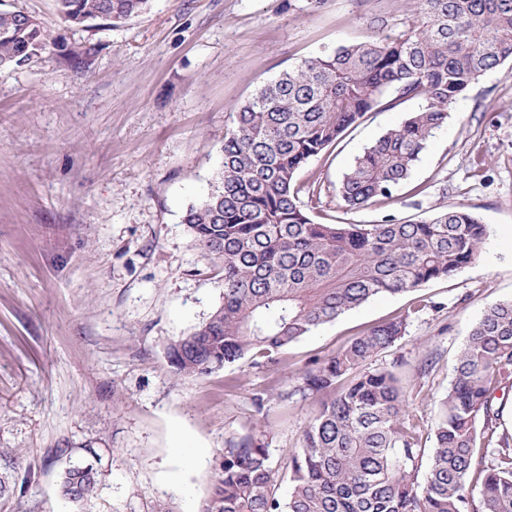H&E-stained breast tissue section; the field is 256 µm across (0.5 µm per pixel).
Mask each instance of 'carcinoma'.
<instances>
[{"label": "carcinoma", "instance_id": "carcinoma-1", "mask_svg": "<svg viewBox=\"0 0 512 512\" xmlns=\"http://www.w3.org/2000/svg\"><path fill=\"white\" fill-rule=\"evenodd\" d=\"M72 23H121L151 0H56ZM404 29L375 30L308 58L261 85L226 132L218 179L183 217L194 245L222 273V303L171 344L177 376L200 377L252 354L270 356L381 295L415 291L473 263L486 225L461 207L421 220L322 224L303 209L295 176L391 90L424 105L343 174L348 210L390 199L448 106L512 59V0H403ZM47 46L41 22L0 10V73ZM428 303L371 327L299 377L320 396L291 456L288 498L272 488L269 451L246 434L229 442L207 512H512V434L499 431L495 392L512 382V301L472 328L441 402L434 446L409 419L391 369H368ZM102 472L69 466L63 497H98Z\"/></svg>", "mask_w": 512, "mask_h": 512}]
</instances>
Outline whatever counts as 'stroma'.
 Masks as SVG:
<instances>
[{
	"mask_svg": "<svg viewBox=\"0 0 512 512\" xmlns=\"http://www.w3.org/2000/svg\"><path fill=\"white\" fill-rule=\"evenodd\" d=\"M0 5L49 35L27 65L0 75V512H150L164 499L205 512L226 441L245 433L269 448L286 499L289 457L319 398L280 391L313 359L422 299L427 308L368 366L402 359L408 412L434 427L472 327L512 300V61L450 105L391 199L348 211L336 187L419 98L386 93L296 176L318 223L465 207L489 229L475 262L369 300L279 352L277 364L246 358L179 379L170 345L224 292L182 217L214 184L235 112L282 71L370 38L374 18L400 30L398 0H152L138 17L92 27L62 20L55 0ZM183 436L187 459L174 452ZM92 449L103 486L78 507L62 497L59 475Z\"/></svg>",
	"mask_w": 512,
	"mask_h": 512,
	"instance_id": "obj_1",
	"label": "stroma"
}]
</instances>
